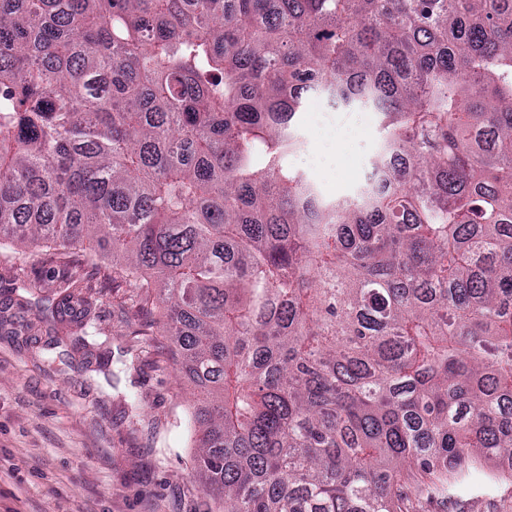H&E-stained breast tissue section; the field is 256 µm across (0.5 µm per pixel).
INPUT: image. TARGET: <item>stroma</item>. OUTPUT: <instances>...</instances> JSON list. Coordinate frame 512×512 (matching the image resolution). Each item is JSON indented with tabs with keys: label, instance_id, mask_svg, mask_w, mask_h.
Listing matches in <instances>:
<instances>
[{
	"label": "stroma",
	"instance_id": "35a3bbf8",
	"mask_svg": "<svg viewBox=\"0 0 512 512\" xmlns=\"http://www.w3.org/2000/svg\"><path fill=\"white\" fill-rule=\"evenodd\" d=\"M379 116L328 103L301 113L309 154L293 155L300 171L317 167L327 196L363 180L379 150ZM67 266L54 250H0V293L40 276L60 282ZM84 289L112 351L109 372L97 367L101 348L73 343L75 325L42 322L38 308L0 312V512H222L194 469L184 421L193 387L181 358L162 336L139 347L132 326L149 322L112 285V258L83 267ZM60 341L64 356L49 351ZM142 410L128 415L131 400ZM420 512H512V484L476 478Z\"/></svg>",
	"mask_w": 512,
	"mask_h": 512
}]
</instances>
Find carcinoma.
Listing matches in <instances>:
<instances>
[{
    "label": "carcinoma",
    "instance_id": "1",
    "mask_svg": "<svg viewBox=\"0 0 512 512\" xmlns=\"http://www.w3.org/2000/svg\"><path fill=\"white\" fill-rule=\"evenodd\" d=\"M310 93L381 116L336 200ZM104 243L224 512L448 497L512 456V0H0V244ZM78 282L25 288L83 344Z\"/></svg>",
    "mask_w": 512,
    "mask_h": 512
}]
</instances>
